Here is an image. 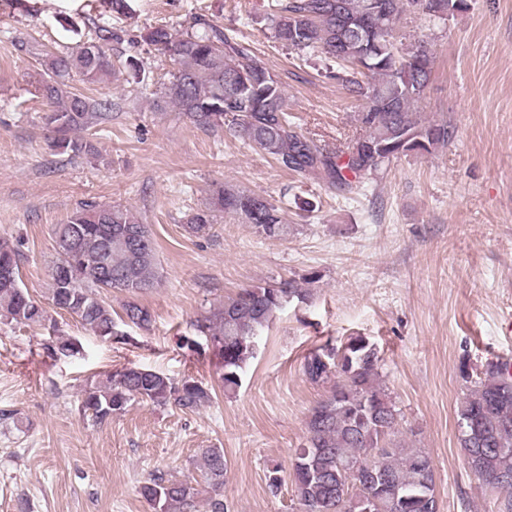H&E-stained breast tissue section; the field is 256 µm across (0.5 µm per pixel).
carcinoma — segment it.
I'll list each match as a JSON object with an SVG mask.
<instances>
[{"label": "carcinoma", "instance_id": "carcinoma-1", "mask_svg": "<svg viewBox=\"0 0 512 512\" xmlns=\"http://www.w3.org/2000/svg\"><path fill=\"white\" fill-rule=\"evenodd\" d=\"M410 10L412 0H268L267 20L275 40L298 57L322 54L343 65L336 73L347 94L361 102L360 132L347 145L328 150L297 131L288 115L284 87L267 62L209 16L196 13L173 30L151 26L140 41L173 64L162 83L156 107L172 108L190 124L223 128L284 168L312 175L338 195L354 192L377 177L393 160L423 156L451 139L448 123L417 112L434 69L423 39L405 42L396 33L397 2ZM434 22L463 11L467 0H432ZM90 36L65 52H44L37 86L46 107L44 121L59 154L96 161L100 150L92 129L112 120V102L78 92L71 73L96 83L112 74L108 44L112 29L89 19ZM228 215L249 224L264 238L288 234L279 209L265 197L224 184L209 206L192 215L188 228L199 233ZM77 227L75 246L60 233ZM56 266L49 299L101 338L126 336L128 327L146 328L150 310L139 297L160 279L155 239L146 224L128 211L84 201L57 225ZM22 254L0 241V321L49 326L56 320L23 288ZM111 291L126 296L124 316L115 318L103 298ZM309 296L294 278L241 289L198 317L194 329L220 359L219 378L226 390L241 386L259 341L276 314L293 300ZM377 346L364 336L341 345L328 340L303 358L307 381L330 385L312 408L303 445L294 450L289 477L303 512H439L435 471L425 450L396 439L398 409L380 382ZM467 391L458 406L459 444L469 469L496 496L499 512H512V375L496 362L462 369ZM209 399L202 385L181 382L138 366L116 370L106 382L85 390L81 407L99 423L135 400L193 411ZM201 471L208 484L205 512H226L224 449L206 448ZM141 494L155 512H196L195 488L161 471L150 474Z\"/></svg>", "mask_w": 512, "mask_h": 512}]
</instances>
